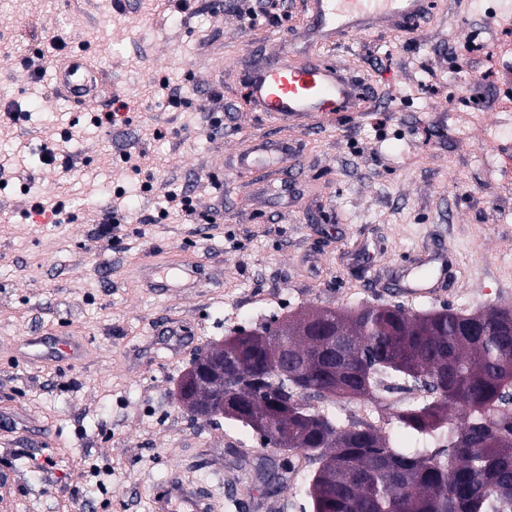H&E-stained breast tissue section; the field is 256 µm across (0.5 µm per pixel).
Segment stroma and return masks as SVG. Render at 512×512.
Wrapping results in <instances>:
<instances>
[{"instance_id": "obj_1", "label": "stroma", "mask_w": 512, "mask_h": 512, "mask_svg": "<svg viewBox=\"0 0 512 512\" xmlns=\"http://www.w3.org/2000/svg\"><path fill=\"white\" fill-rule=\"evenodd\" d=\"M233 0H0V156L14 179L0 197V512H149L172 473L224 500L223 512H305V484L266 485L249 427L190 417L178 382L210 343L307 308L396 305L368 291L369 278L395 277L396 262L441 244L460 281L443 300L415 311L469 314L512 306V187L492 179L478 149L488 129L512 147V0H439L413 32L380 29L331 51L364 82L372 111L353 124L277 129L301 147L275 190L233 177L221 165L260 134L229 64L256 47L274 58L304 22L302 0H270L254 27H238ZM47 53L45 72L27 62ZM82 53L130 102L120 125L94 126L111 102L79 110L51 91L59 56ZM224 85V125L198 113L197 84ZM182 95L170 101L171 88ZM162 137H153V129ZM59 139L74 169L41 164L46 136ZM157 160L136 170L118 146ZM125 190V223H99L113 191ZM193 190L216 205L212 224H188L168 210L167 192ZM61 203L64 220L37 224L29 196ZM192 260L210 276L199 288L162 293L139 273L149 258ZM180 319L179 347L154 335ZM84 337L80 362L13 357L24 336ZM52 457L53 482L37 468Z\"/></svg>"}]
</instances>
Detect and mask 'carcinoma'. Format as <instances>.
<instances>
[{
	"instance_id": "carcinoma-1",
	"label": "carcinoma",
	"mask_w": 512,
	"mask_h": 512,
	"mask_svg": "<svg viewBox=\"0 0 512 512\" xmlns=\"http://www.w3.org/2000/svg\"><path fill=\"white\" fill-rule=\"evenodd\" d=\"M505 308L461 314L450 308H322V334L283 338L288 371L260 379L263 334L241 328L226 338L242 349L252 379L242 397L250 417L239 423L265 447L302 450L316 465L306 491L311 512H512V318ZM390 379L425 387L430 398L390 413L393 427L444 442L439 452L397 448L392 436L347 422L318 403L370 401L385 410L377 385ZM304 390L311 403L288 417L280 437L278 410ZM270 418L266 431L252 419Z\"/></svg>"
}]
</instances>
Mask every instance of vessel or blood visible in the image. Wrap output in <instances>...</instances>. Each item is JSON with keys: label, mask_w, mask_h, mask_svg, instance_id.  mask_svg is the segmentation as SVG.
<instances>
[{"label": "vessel or blood", "mask_w": 512, "mask_h": 512, "mask_svg": "<svg viewBox=\"0 0 512 512\" xmlns=\"http://www.w3.org/2000/svg\"><path fill=\"white\" fill-rule=\"evenodd\" d=\"M426 6L427 0H306L307 24L295 36L303 45L301 54L256 57L245 75L246 94L259 110L265 131L249 151L238 156L233 176L254 177L285 169L287 150L271 136V128L288 123L310 128L332 126L349 118L357 87L347 68L324 59L320 49H331L340 41L406 21ZM52 83L56 96L86 108L100 103L106 76L90 67L83 55L72 54L55 67ZM417 265L428 269V276L413 278L400 273L393 295L409 300L441 299L448 282L456 277L451 253L444 247L425 250ZM149 278L163 293L178 286L195 288L200 282L194 266H153ZM17 349L20 357L29 361L49 359L72 364L80 359L84 346L61 332L23 337ZM150 512H219V504L207 488L178 477L154 493Z\"/></svg>", "instance_id": "1"}]
</instances>
